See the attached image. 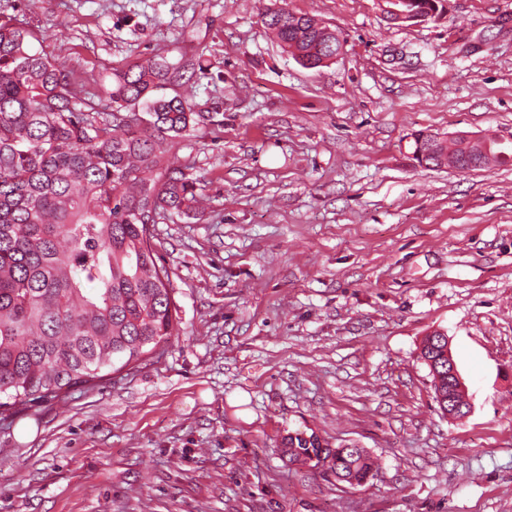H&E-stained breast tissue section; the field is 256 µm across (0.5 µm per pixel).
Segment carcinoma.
<instances>
[{
    "label": "carcinoma",
    "instance_id": "obj_1",
    "mask_svg": "<svg viewBox=\"0 0 512 512\" xmlns=\"http://www.w3.org/2000/svg\"><path fill=\"white\" fill-rule=\"evenodd\" d=\"M265 28L283 53L320 67L340 54L336 31L268 6ZM34 32L0 21V415L95 386L175 335L178 308L151 226L197 210L195 183L174 167L176 139L202 113L153 92L171 67L146 60L112 73V110L78 98L72 81L35 50ZM458 139H415L427 166L463 167ZM507 152L492 142L472 156L485 167ZM289 463L332 462L355 480L373 475L363 448H324L288 436Z\"/></svg>",
    "mask_w": 512,
    "mask_h": 512
}]
</instances>
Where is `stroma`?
I'll use <instances>...</instances> for the list:
<instances>
[{"label":"stroma","mask_w":512,"mask_h":512,"mask_svg":"<svg viewBox=\"0 0 512 512\" xmlns=\"http://www.w3.org/2000/svg\"><path fill=\"white\" fill-rule=\"evenodd\" d=\"M336 30L308 69L260 13ZM100 111L112 73L203 120L172 159L210 198L153 228L177 334L90 389L0 418V512H512V162L420 165L421 131L512 140V0L388 22L380 0H0ZM447 336L469 415L421 359ZM364 448L337 482L289 434ZM280 451L289 463L297 465H305L314 459L317 463L330 459L335 472L354 479L358 484L373 476L375 468L374 460L364 448H322L313 433L306 437L304 431L289 435L285 448ZM356 482L347 483L356 485Z\"/></svg>","instance_id":"1"}]
</instances>
